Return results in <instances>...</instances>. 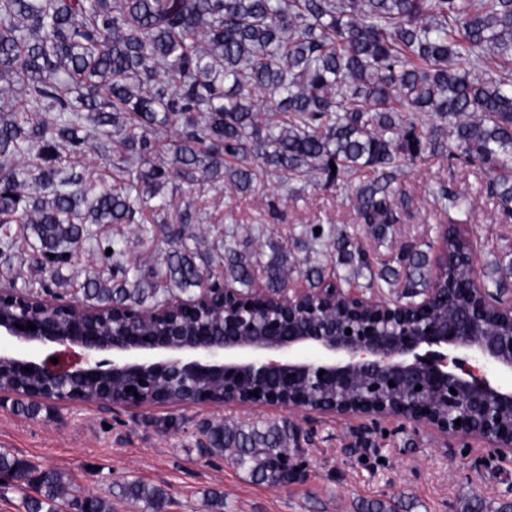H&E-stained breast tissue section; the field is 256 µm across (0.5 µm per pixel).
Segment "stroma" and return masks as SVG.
I'll use <instances>...</instances> for the list:
<instances>
[{"label":"stroma","instance_id":"35a3bbf8","mask_svg":"<svg viewBox=\"0 0 512 512\" xmlns=\"http://www.w3.org/2000/svg\"><path fill=\"white\" fill-rule=\"evenodd\" d=\"M468 194L475 207L467 223L478 243V271L499 268L512 284V219H502L494 198L481 190L470 166L447 156H426L405 167L397 185L407 207L402 221L384 238L361 223L346 193L336 187L296 183L285 194L277 178L265 176L253 191L236 194L209 185L175 183L167 193L173 208L167 223L183 228L199 253L219 251L225 240L251 238L277 242L287 251L289 287H304L292 242L310 225L343 231L374 261H396L402 249L435 245L446 217L433 193L438 185ZM12 258L0 260V282L24 287L47 280L33 261L32 236L23 225L9 227ZM140 261L144 273L162 263L169 245L163 234L141 238L134 224H99L84 251L61 269L70 287L86 276L110 279L112 266L101 260L105 244ZM265 257H272L266 249ZM282 422L299 424L309 440L303 464L307 481L290 486L252 479L224 454L199 446L202 422ZM0 451L40 469L67 474L70 493L87 492L112 505V512H146L118 494L117 485L138 480L167 494L165 512H366L381 502L387 512H499L512 503V460L497 457L483 444L459 442L442 449L430 433L397 421L363 427L334 417L314 423L275 409L243 412L229 407H159L132 414L94 406L43 405L37 417L0 399ZM219 491L223 507L208 494Z\"/></svg>","mask_w":512,"mask_h":512}]
</instances>
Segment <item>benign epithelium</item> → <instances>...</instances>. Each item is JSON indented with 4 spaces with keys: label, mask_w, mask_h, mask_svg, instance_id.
<instances>
[{
    "label": "benign epithelium",
    "mask_w": 512,
    "mask_h": 512,
    "mask_svg": "<svg viewBox=\"0 0 512 512\" xmlns=\"http://www.w3.org/2000/svg\"><path fill=\"white\" fill-rule=\"evenodd\" d=\"M454 231L463 239L460 261L475 287L442 288L435 279L412 305L366 297L334 280L312 291L287 288L276 298L263 288L243 294L213 274L195 296L165 297L152 313L163 322L158 331L145 333L144 313L129 302L112 313V335L102 336L94 326L100 313L77 294L0 285V372L11 373L14 386L7 392L18 399L396 420L431 432L446 446L470 438L511 459L512 387L495 378L512 375V296L480 286L476 242L467 226ZM30 322L36 330L26 328ZM471 358L485 372L471 370ZM118 381L134 391L113 396ZM87 384L100 386L105 396L90 401ZM302 454L298 442L288 449L284 484L306 477Z\"/></svg>",
    "instance_id": "7a95c632"
}]
</instances>
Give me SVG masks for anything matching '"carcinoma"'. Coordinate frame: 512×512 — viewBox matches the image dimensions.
I'll use <instances>...</instances> for the list:
<instances>
[{"mask_svg": "<svg viewBox=\"0 0 512 512\" xmlns=\"http://www.w3.org/2000/svg\"><path fill=\"white\" fill-rule=\"evenodd\" d=\"M35 112L53 116L33 121ZM120 147L122 176L93 187L66 157ZM475 168L480 185L512 219V0H0V224L20 221L46 269L59 272L93 237L94 224L151 223L170 206L167 184L229 182L253 189L261 173L282 185L371 167L345 184L367 226L400 223L395 171L425 154ZM336 169H331L330 164ZM447 223L474 202L445 185L435 191ZM349 264L368 254L339 235ZM265 288L288 275L280 249ZM240 244L209 262L224 281L253 288L252 257ZM105 287L89 278L86 299L107 310L129 299L145 313L150 287L136 262ZM197 249L169 252L152 279L183 292L201 287ZM383 266L380 284L400 274L413 289L444 261L406 248ZM209 447L267 481L283 480L280 460L294 440L288 424H214ZM65 473L38 470L0 452V489L36 486L25 512H60ZM120 495L163 512L166 493L140 481ZM72 512H111L75 496Z\"/></svg>", "mask_w": 512, "mask_h": 512, "instance_id": "obj_1", "label": "carcinoma"}]
</instances>
